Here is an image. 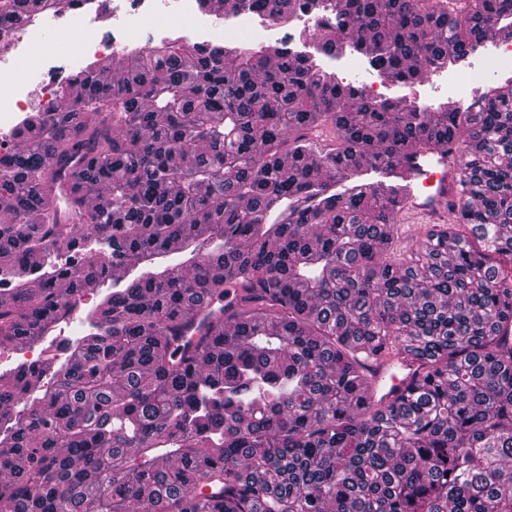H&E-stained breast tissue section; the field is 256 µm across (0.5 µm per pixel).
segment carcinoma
I'll return each mask as SVG.
<instances>
[{
    "label": "carcinoma",
    "instance_id": "carcinoma-1",
    "mask_svg": "<svg viewBox=\"0 0 512 512\" xmlns=\"http://www.w3.org/2000/svg\"><path fill=\"white\" fill-rule=\"evenodd\" d=\"M199 2L313 13L298 38L326 55L350 26L405 82L512 39V0ZM120 56L25 113L0 167V347L112 281L64 360L0 373V512H512V92L429 112L286 42ZM448 144L460 214L393 265L390 200L361 177ZM56 164L76 224L47 223ZM387 342L414 373L381 406L365 362Z\"/></svg>",
    "mask_w": 512,
    "mask_h": 512
}]
</instances>
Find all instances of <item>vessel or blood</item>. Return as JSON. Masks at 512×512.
Instances as JSON below:
<instances>
[{"instance_id": "vessel-or-blood-1", "label": "vessel or blood", "mask_w": 512, "mask_h": 512, "mask_svg": "<svg viewBox=\"0 0 512 512\" xmlns=\"http://www.w3.org/2000/svg\"><path fill=\"white\" fill-rule=\"evenodd\" d=\"M456 154L441 148L430 153L405 156L387 179L388 196L395 203L393 243L406 239L422 225L448 221V202L457 196L451 173ZM396 358L391 347H382L367 376L372 398L391 402L396 391L406 383L394 370Z\"/></svg>"}]
</instances>
